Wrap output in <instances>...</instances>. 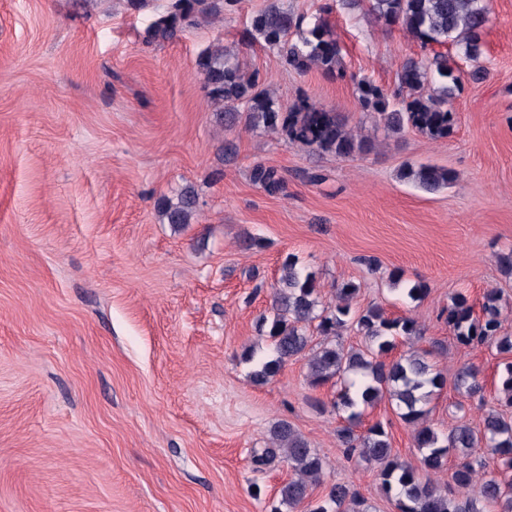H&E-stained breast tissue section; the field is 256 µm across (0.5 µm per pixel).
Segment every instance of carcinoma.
Masks as SVG:
<instances>
[{
  "mask_svg": "<svg viewBox=\"0 0 512 512\" xmlns=\"http://www.w3.org/2000/svg\"><path fill=\"white\" fill-rule=\"evenodd\" d=\"M235 3L237 0H170L165 14L148 27V37L172 40L183 27L220 17ZM338 9L360 11L388 26L400 25L426 51L420 59L410 57L403 62L397 72V87L391 91L366 81L357 83L363 109L388 132L412 128L431 139L448 136L456 123L450 100L462 82L460 67L448 55V47H454L456 56L465 61L480 58L489 21L487 0H326L322 13L307 25L304 16L271 4L253 16L247 33L277 50L284 63L297 71L315 68L342 78V47L330 21ZM294 33L298 34L295 41L291 40ZM197 68L208 97L218 106L217 119L228 127L246 119L253 127L282 131L293 145L338 157L368 150L367 142L347 132L336 113L317 107L306 97L283 111L264 87L259 72L245 71L233 50L222 46L207 49L198 56ZM401 177L430 193L455 179L450 170L431 164L408 167ZM251 179L270 195L281 194L286 187L285 177L277 169L262 164L254 166ZM197 205V191L187 185L176 199L162 200L159 213L166 223L182 229L192 223ZM280 271L269 314L262 317L270 355L258 360L251 353L245 357L251 364L250 380L265 385L288 361L306 359L309 384L335 388L332 407L346 414V425L336 430L344 452L356 453L378 468L384 490L397 491L398 512H512V420L491 412L477 427L460 422L448 434H439L427 417L428 405L446 382L442 371L415 351L389 362L383 359L398 338L421 335L417 322L410 317L391 319L380 307L353 308L351 301L359 287L350 281L336 288L335 305H322L313 275L293 255L285 258ZM498 302L496 293H487L482 318L477 319L466 296L453 298L447 320L458 344L474 348L493 343L499 352L512 355V336L498 335ZM313 323L322 337L317 343L307 334ZM350 324L363 334L364 347L347 349L334 342ZM479 374L473 364L462 367L456 378L457 390L468 395L481 391ZM499 392L511 407L512 360L505 363ZM385 398L395 402L400 417L414 426V442L422 452L419 470L400 458L381 423L355 433L366 409ZM479 448L496 460V467L476 454ZM277 452L291 471V477L277 490L280 504L293 509L307 503V512H368L359 491L344 483L330 485L323 499L312 503L313 489L322 482L324 461L283 419L270 428V447L253 450L252 462L259 468ZM451 452L458 458L453 485L443 487L434 476L445 470Z\"/></svg>",
  "mask_w": 512,
  "mask_h": 512,
  "instance_id": "carcinoma-1",
  "label": "carcinoma"
}]
</instances>
